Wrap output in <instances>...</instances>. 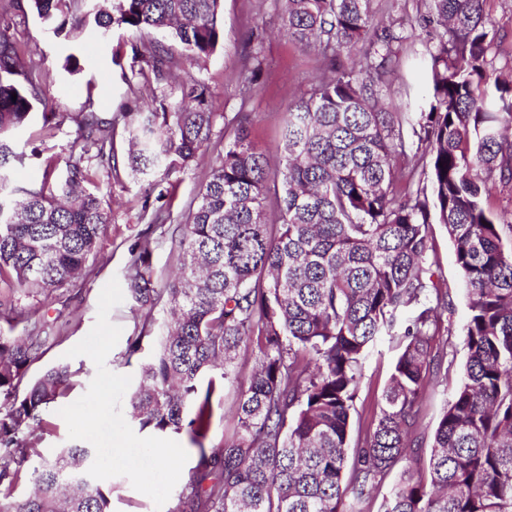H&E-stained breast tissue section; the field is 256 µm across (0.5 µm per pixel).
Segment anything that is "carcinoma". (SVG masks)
Wrapping results in <instances>:
<instances>
[{
  "label": "carcinoma",
  "mask_w": 512,
  "mask_h": 512,
  "mask_svg": "<svg viewBox=\"0 0 512 512\" xmlns=\"http://www.w3.org/2000/svg\"><path fill=\"white\" fill-rule=\"evenodd\" d=\"M29 2L55 36L91 17L102 40L114 24L133 38L161 30L196 60L224 41L223 0H112L111 10L81 17L72 0ZM374 2L283 0L284 36L321 55L325 68L288 107L276 163L254 147L251 113L212 111L205 83L184 82L170 49L149 41L134 59L159 84V108L78 114L66 174L55 176L49 163L29 187L12 185L6 169L27 159L16 143L51 72L24 69L9 24L0 23L1 312L14 309L19 289L45 295L73 282L98 253L112 209L84 184L92 163L118 171L117 126L124 165L160 198L171 173L212 144L218 124L233 127L186 219L171 229L179 276L154 287L152 233L165 218L147 196V229L126 271L149 323L162 312L157 349L129 401L140 428L205 437L210 374L232 383L238 349L257 351L238 392L235 436L199 449L175 512H512V245L504 241L512 211L488 205L493 177L512 182V79L497 75L490 58L499 36L487 0H421L409 26L435 35L424 60L427 99L394 100L391 47L404 24L378 15ZM169 88L179 98L168 100ZM408 148L420 155L430 197L397 192L396 163ZM431 224L453 243L469 314L463 376L426 445L423 394L453 365L443 326L453 304L429 261ZM382 337L397 356L351 448L362 363ZM46 341L0 336V505L111 512L110 492L87 479L92 449L42 458L46 416L81 386L82 373L52 367L19 395ZM24 480L34 490L20 495Z\"/></svg>",
  "instance_id": "obj_1"
}]
</instances>
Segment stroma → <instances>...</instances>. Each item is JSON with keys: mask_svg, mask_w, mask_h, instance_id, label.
<instances>
[{"mask_svg": "<svg viewBox=\"0 0 512 512\" xmlns=\"http://www.w3.org/2000/svg\"><path fill=\"white\" fill-rule=\"evenodd\" d=\"M8 22L24 48L26 65L49 69L53 80L44 95L49 111L55 112L60 124L54 137L32 139L37 153L28 157L24 165L14 167L9 175L17 186H30L41 180L47 161L64 166L70 155L75 137V117L87 109L98 112H116L122 103L132 108H147L153 100L156 83L151 74L141 72L133 61L135 39L121 29H113L107 41H95L91 30H84L75 38L48 37L28 0L19 4L6 15ZM224 41L208 59L195 62L182 60L180 75L183 81L204 82L211 93L214 111L234 115L239 109L252 114L251 140L264 152L275 153L281 139L283 112L300 91L307 89L324 68L322 57L304 50L287 40L281 32V4L279 0H223ZM261 37L262 52L259 59L249 55L254 37ZM434 41L428 33L414 30L406 39L396 44L398 79L396 92H410L423 98L428 87L425 71L417 69L418 60L426 56ZM79 57L83 70L70 75L61 68L68 54ZM261 66L262 74L256 94L249 101H242L240 89L244 73L254 66ZM224 147L223 138H214L213 144L199 154L188 168L174 173L171 181L174 189L159 204L171 214L174 221H183L188 207L210 170L219 161ZM146 183L134 182L127 174L113 177L106 171H98L88 191L103 195L112 206V222L95 260L85 276L65 288L56 290L51 297L22 292L18 295L12 318H0V334L23 337L33 325L57 331L56 339L42 349L40 358L29 369L30 376H37L48 367L70 362L72 367L83 370V384H90L96 368L89 357L67 358L66 353L80 342L93 327L102 288L110 279L125 281L129 250L136 243L144 226L139 212ZM430 258L439 266L451 291L453 315L451 317L454 366L447 379L429 388L424 401V439H431L443 408L454 394L460 380V369L466 360V350L460 339L468 309L460 274L455 263L454 249L446 230L433 225ZM144 308L131 298L114 307L109 315L111 322L122 329L120 339L106 359L107 368L116 374L139 380L141 366L147 362L155 348L159 329L144 325ZM142 335V349L133 357H126L128 340ZM395 350L387 340H379L366 357L359 398L352 416L353 427H360L371 408L376 407L389 379ZM256 362L255 353L241 348L237 360V379L226 385L223 398L215 404L210 431L203 447L213 448L223 443L234 432V416L239 388L247 385ZM175 439L189 454L180 480L188 482L195 472L199 450L187 432L176 433ZM111 492L112 512H156L153 501L135 490L128 478L116 476L101 483Z\"/></svg>", "mask_w": 512, "mask_h": 512, "instance_id": "1", "label": "stroma"}]
</instances>
